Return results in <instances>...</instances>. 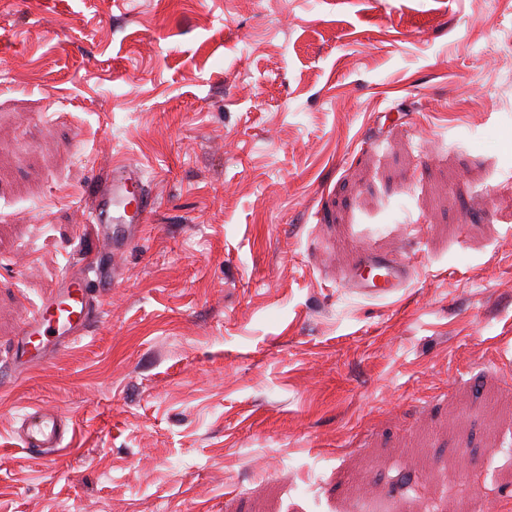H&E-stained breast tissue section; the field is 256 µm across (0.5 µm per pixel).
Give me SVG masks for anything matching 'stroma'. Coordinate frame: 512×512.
<instances>
[{
	"mask_svg": "<svg viewBox=\"0 0 512 512\" xmlns=\"http://www.w3.org/2000/svg\"><path fill=\"white\" fill-rule=\"evenodd\" d=\"M158 207L88 332L15 375ZM408 263L390 300L349 282ZM69 423L41 460L13 429ZM512 512V0H0V512ZM156 209V200L143 182L142 170L133 164L114 168L89 195L84 221L97 226L100 254L125 250ZM86 283L84 271L65 275L59 287L23 319L10 355L16 374L28 371L35 362L49 360L87 332L99 304ZM31 349L36 355H31Z\"/></svg>",
	"mask_w": 512,
	"mask_h": 512,
	"instance_id": "obj_1",
	"label": "stroma"
}]
</instances>
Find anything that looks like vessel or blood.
Masks as SVG:
<instances>
[{"label":"vessel or blood","mask_w":512,"mask_h":512,"mask_svg":"<svg viewBox=\"0 0 512 512\" xmlns=\"http://www.w3.org/2000/svg\"><path fill=\"white\" fill-rule=\"evenodd\" d=\"M155 209L156 200L143 182L140 167L125 164L92 188L85 221L98 229L96 240L101 254H114L124 251L126 242L138 238ZM371 266L372 276L351 282L353 292L385 300L404 288L409 277L407 264L378 257ZM86 283L85 272L65 275L59 287L23 319L10 355L15 373L49 360L87 332L97 316L98 303L88 293ZM66 432L60 411L45 407L26 413L15 429L23 447L39 458L60 449Z\"/></svg>","instance_id":"obj_1"}]
</instances>
